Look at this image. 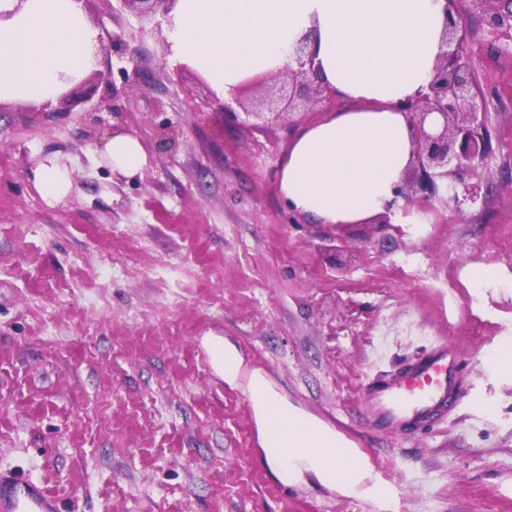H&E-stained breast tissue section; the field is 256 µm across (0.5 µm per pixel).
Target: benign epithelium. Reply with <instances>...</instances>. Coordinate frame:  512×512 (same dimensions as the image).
Listing matches in <instances>:
<instances>
[{"mask_svg": "<svg viewBox=\"0 0 512 512\" xmlns=\"http://www.w3.org/2000/svg\"><path fill=\"white\" fill-rule=\"evenodd\" d=\"M144 14L167 12L173 0H119ZM467 12L480 16L489 31L505 39L499 54L512 55V0H466ZM473 54L468 45L467 26L460 10L449 14L435 74L426 89L406 102L404 109L415 131L410 168L415 178L405 179L395 194L409 203L417 202V192L436 196L447 194L455 206L461 205L457 191H448V179L477 174L490 154L487 109L471 103ZM288 78L306 90L307 102L321 103L332 98V91L319 76L314 52L308 39L295 50ZM298 109L295 95H280L272 102L256 101L250 115L258 124H276Z\"/></svg>", "mask_w": 512, "mask_h": 512, "instance_id": "1", "label": "benign epithelium"}]
</instances>
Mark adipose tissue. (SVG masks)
Listing matches in <instances>:
<instances>
[{
	"label": "adipose tissue",
	"instance_id": "obj_1",
	"mask_svg": "<svg viewBox=\"0 0 512 512\" xmlns=\"http://www.w3.org/2000/svg\"><path fill=\"white\" fill-rule=\"evenodd\" d=\"M445 7V0H174L166 36L173 57L224 97L254 75L282 73L311 37L322 81L349 106L325 112L293 140L279 165V194L324 224H361L395 209L413 224V207L395 194L413 148L403 105L433 79ZM102 37L81 0H0V103L56 101L98 70ZM101 155L126 175L146 163L129 134L108 135ZM33 176L52 202L74 191L53 157ZM247 392L281 481L307 471L349 494L388 498L385 486L366 485L355 448L282 399L262 373L250 374Z\"/></svg>",
	"mask_w": 512,
	"mask_h": 512
}]
</instances>
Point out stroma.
Here are the masks:
<instances>
[{
  "label": "stroma",
  "mask_w": 512,
  "mask_h": 512,
  "mask_svg": "<svg viewBox=\"0 0 512 512\" xmlns=\"http://www.w3.org/2000/svg\"><path fill=\"white\" fill-rule=\"evenodd\" d=\"M87 10L122 51L75 84L72 111L0 107V474L41 484L59 512H512V378L489 366L512 287L477 301L460 280L472 265L512 270V56L481 18L467 28L491 154L463 178L481 201L431 198L424 224L335 227L277 190L320 107L250 126L240 106L278 93L273 76L224 102L173 58L162 15L120 0ZM124 69L155 79L110 100ZM166 124L178 138L162 148ZM116 132L143 144L141 171L102 160ZM48 155L72 173L67 201L34 185ZM210 336L344 437L391 501L309 474L283 484L248 395L210 364ZM443 344L464 380L444 417L396 434L361 416L364 385Z\"/></svg>",
  "instance_id": "obj_1"
}]
</instances>
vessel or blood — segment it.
Returning <instances> with one entry per match:
<instances>
[{"label": "vessel or blood", "mask_w": 512, "mask_h": 512, "mask_svg": "<svg viewBox=\"0 0 512 512\" xmlns=\"http://www.w3.org/2000/svg\"><path fill=\"white\" fill-rule=\"evenodd\" d=\"M455 350L438 348L366 392L370 411L385 425L400 429L427 424L460 392ZM0 512H58L56 501L26 480L0 482Z\"/></svg>", "instance_id": "vessel-or-blood-1"}]
</instances>
